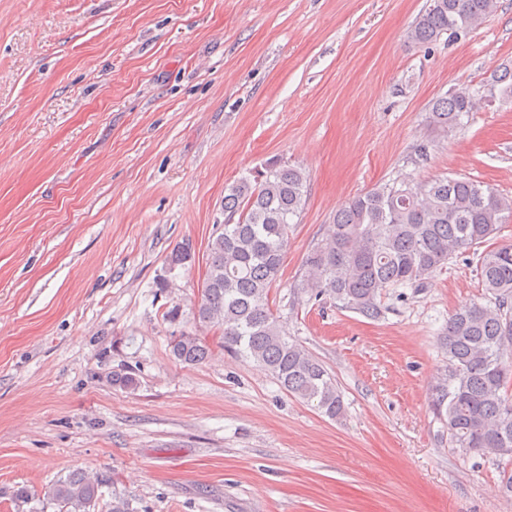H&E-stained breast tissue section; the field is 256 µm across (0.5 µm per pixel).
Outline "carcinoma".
Segmentation results:
<instances>
[{"label": "carcinoma", "instance_id": "1", "mask_svg": "<svg viewBox=\"0 0 512 512\" xmlns=\"http://www.w3.org/2000/svg\"><path fill=\"white\" fill-rule=\"evenodd\" d=\"M495 0H426L408 38L428 45L478 26ZM476 107L475 95L456 88L437 99L429 125L459 127ZM308 175L271 160L226 188L224 224L208 243L206 273L195 316L222 330L224 351L267 371L289 395L336 420L345 412L341 391L325 365L285 337L269 306L280 279L290 224L302 213ZM512 222V197L467 177L378 185L336 209L323 239L307 253L302 290L328 296L368 319L383 313L395 288H421L448 261L471 255L490 295L448 319V366L433 386V405L451 443L467 452L512 461V243L489 246ZM171 357L197 365L209 356L204 338H171ZM102 483L76 469L51 490L65 512H91Z\"/></svg>", "mask_w": 512, "mask_h": 512}]
</instances>
